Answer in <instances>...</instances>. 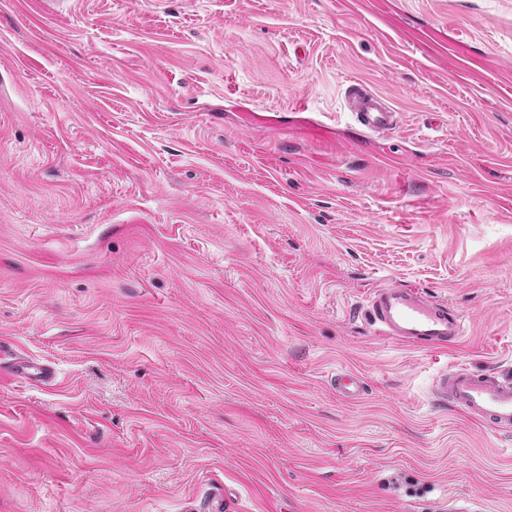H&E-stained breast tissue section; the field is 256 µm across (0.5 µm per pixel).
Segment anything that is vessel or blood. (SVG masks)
Segmentation results:
<instances>
[{"label": "vessel or blood", "instance_id": "vessel-or-blood-1", "mask_svg": "<svg viewBox=\"0 0 512 512\" xmlns=\"http://www.w3.org/2000/svg\"><path fill=\"white\" fill-rule=\"evenodd\" d=\"M344 94L351 116L369 136L383 138L396 128L398 112L362 82L348 81ZM364 315L374 335L409 347L447 349L464 335L463 321L453 308L408 285L374 290ZM5 376L38 383L48 379L49 373L36 361L17 358L9 364ZM331 383L337 395L348 400L358 398L364 389L361 377L347 371L337 373ZM432 395L476 422L501 432L512 431L511 380L455 367L437 374Z\"/></svg>", "mask_w": 512, "mask_h": 512}]
</instances>
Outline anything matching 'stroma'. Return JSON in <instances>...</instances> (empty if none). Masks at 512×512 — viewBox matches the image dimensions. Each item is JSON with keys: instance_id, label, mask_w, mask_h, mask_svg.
Returning a JSON list of instances; mask_svg holds the SVG:
<instances>
[{"instance_id": "1", "label": "stroma", "mask_w": 512, "mask_h": 512, "mask_svg": "<svg viewBox=\"0 0 512 512\" xmlns=\"http://www.w3.org/2000/svg\"><path fill=\"white\" fill-rule=\"evenodd\" d=\"M392 284L463 342L374 336ZM0 344L53 373L0 512H512V432L431 394L512 372V0H0ZM345 101L354 121L369 135L384 138L398 124L399 112L381 95L362 82L350 80L345 85ZM331 383L336 394L344 399H357L363 392V380L352 372H340L332 377Z\"/></svg>"}]
</instances>
